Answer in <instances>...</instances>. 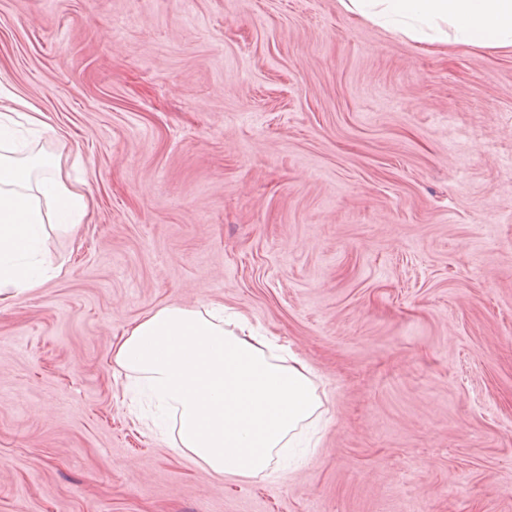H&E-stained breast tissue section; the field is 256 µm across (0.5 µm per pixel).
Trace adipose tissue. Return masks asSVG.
Returning <instances> with one entry per match:
<instances>
[{
	"label": "adipose tissue",
	"mask_w": 512,
	"mask_h": 512,
	"mask_svg": "<svg viewBox=\"0 0 512 512\" xmlns=\"http://www.w3.org/2000/svg\"><path fill=\"white\" fill-rule=\"evenodd\" d=\"M361 16L417 42L512 51V0H339ZM0 113V303L49 279V259L31 262L45 225L83 224L91 206L60 157H23L15 117L40 120L23 99ZM112 363L140 391L174 413L168 444L218 475L266 474L289 457L322 402L312 368L275 338L256 334L225 308L163 307L148 313L112 348Z\"/></svg>",
	"instance_id": "1"
}]
</instances>
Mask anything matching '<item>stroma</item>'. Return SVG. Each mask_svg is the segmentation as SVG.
Listing matches in <instances>:
<instances>
[{
	"label": "stroma",
	"mask_w": 512,
	"mask_h": 512,
	"mask_svg": "<svg viewBox=\"0 0 512 512\" xmlns=\"http://www.w3.org/2000/svg\"><path fill=\"white\" fill-rule=\"evenodd\" d=\"M0 82L93 199L0 307V512H512V52L338 0H0ZM209 303L316 375L286 478L124 399L122 332Z\"/></svg>",
	"instance_id": "35a3bbf8"
}]
</instances>
